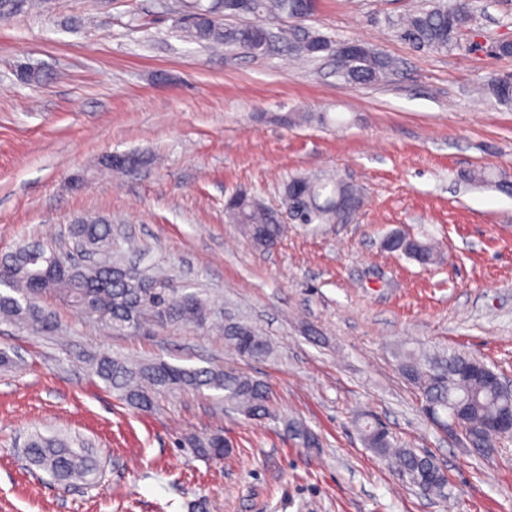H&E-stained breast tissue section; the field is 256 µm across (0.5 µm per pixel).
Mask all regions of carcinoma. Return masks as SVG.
I'll use <instances>...</instances> for the list:
<instances>
[{
  "instance_id": "cac0c4a2",
  "label": "carcinoma",
  "mask_w": 512,
  "mask_h": 512,
  "mask_svg": "<svg viewBox=\"0 0 512 512\" xmlns=\"http://www.w3.org/2000/svg\"><path fill=\"white\" fill-rule=\"evenodd\" d=\"M226 0H189L185 4V32L194 41L222 45L229 50L263 54L269 46L264 20L270 17L298 20L303 13V0H253V23L228 25L234 14L225 8ZM454 0H437L430 8H421L397 23L399 37L421 49L446 52L459 47L460 36L471 28L474 0L464 4V14L448 23L449 6ZM279 39L298 56L315 57L317 43L311 34L292 26L280 31ZM336 71L351 85H366L383 80L394 68V60L367 45L356 55L335 52ZM485 94L499 103L512 106V86L493 78L483 85ZM146 164L135 152L114 154L105 165L115 171L130 172ZM469 182L504 185L493 172L478 170L462 175ZM295 193L304 205L299 215L301 224H329L343 197L361 203L357 190L342 181H318L293 177L284 185L282 196ZM225 211L230 223L240 226L251 243L270 251L280 243L286 228L281 210L265 206L247 194L229 197ZM84 223L70 225V238L92 251L93 260L76 270L55 271L54 259L65 255L61 246L32 242L0 257V318L38 333L52 334L58 324L43 306V297L53 295L71 306L78 314L103 321L115 335L134 332L144 325L155 331L194 325L205 327L210 320L208 302L199 293L174 284L163 274H154L126 262L121 254L122 242L112 232L108 221L92 215L83 216ZM390 252L407 258L424 259V265L441 260L436 246L400 232H392L383 240ZM224 341L239 356L249 360H267L274 350L269 340L255 327L244 322H226L221 326ZM401 371L420 391L422 410L434 423L448 424V412L457 404L464 405L458 415L459 426L471 437L490 448L508 438L490 426L512 408V400L502 395L481 376L462 377L459 371L478 359L457 350L422 355L401 350ZM90 373L127 405L151 412L158 398L191 390L224 404L251 419L271 415V391L263 382L233 369L182 367L165 360L130 363L109 354L88 361ZM365 447L386 458L405 474L410 484L428 497H444L448 477L444 469L429 455L402 448L392 434L374 418L365 415L355 422ZM288 434L305 448H316L318 442L302 423L288 421ZM226 447L224 437L211 435L194 443L200 457H220ZM29 463L49 474L59 485L94 482L99 475L97 459L87 444L62 432H35L24 447Z\"/></svg>"
}]
</instances>
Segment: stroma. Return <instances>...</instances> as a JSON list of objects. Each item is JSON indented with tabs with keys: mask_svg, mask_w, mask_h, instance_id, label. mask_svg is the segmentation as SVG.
Returning a JSON list of instances; mask_svg holds the SVG:
<instances>
[{
	"mask_svg": "<svg viewBox=\"0 0 512 512\" xmlns=\"http://www.w3.org/2000/svg\"><path fill=\"white\" fill-rule=\"evenodd\" d=\"M181 0H19L0 20V255L67 236L90 213L125 227L143 264L200 291L212 327L116 336L58 300L51 336L0 322V512H512V443L485 454L424 416L400 349H457L512 378V196L468 185L490 168L512 181V108L479 93L512 73V0H475L460 48L401 41L393 24L428 0H317L303 29L360 40L394 59L384 82L350 85L331 54L291 60L214 51L183 32ZM37 78L23 81L21 67ZM149 163L117 175L105 156ZM294 176L356 187L348 221L289 225L271 251L229 223L239 190L282 204ZM403 231L434 242L421 268L383 249ZM257 326L275 353L240 358L217 323ZM232 368L270 385L271 417L252 420L191 391L151 413L118 400L86 358ZM371 414L403 446L432 455L448 495L429 498L365 448L354 427ZM303 421L319 447L282 422ZM83 438L102 474L65 490L20 457L34 431ZM222 433L221 458L190 440Z\"/></svg>",
	"mask_w": 512,
	"mask_h": 512,
	"instance_id": "35a3bbf8",
	"label": "stroma"
}]
</instances>
